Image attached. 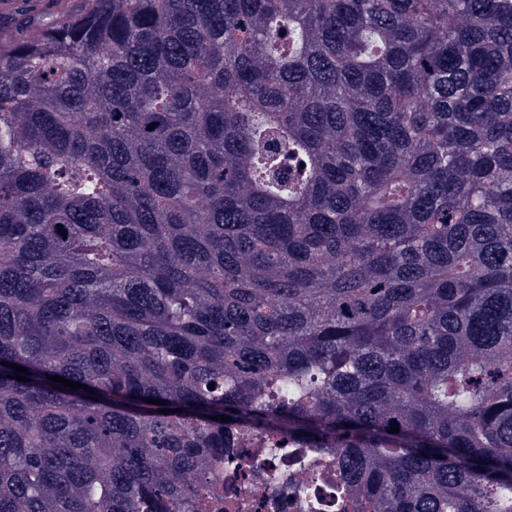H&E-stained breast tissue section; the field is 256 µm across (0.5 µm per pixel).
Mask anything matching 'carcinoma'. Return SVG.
<instances>
[{"label": "carcinoma", "mask_w": 512, "mask_h": 512, "mask_svg": "<svg viewBox=\"0 0 512 512\" xmlns=\"http://www.w3.org/2000/svg\"><path fill=\"white\" fill-rule=\"evenodd\" d=\"M242 427L352 512H512V0L0 40V512H197Z\"/></svg>", "instance_id": "cac0c4a2"}]
</instances>
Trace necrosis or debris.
Here are the masks:
<instances>
[{
  "label": "necrosis or debris",
  "mask_w": 512,
  "mask_h": 512,
  "mask_svg": "<svg viewBox=\"0 0 512 512\" xmlns=\"http://www.w3.org/2000/svg\"><path fill=\"white\" fill-rule=\"evenodd\" d=\"M211 474L223 512H342L335 468L283 435L239 429Z\"/></svg>",
  "instance_id": "1"
}]
</instances>
